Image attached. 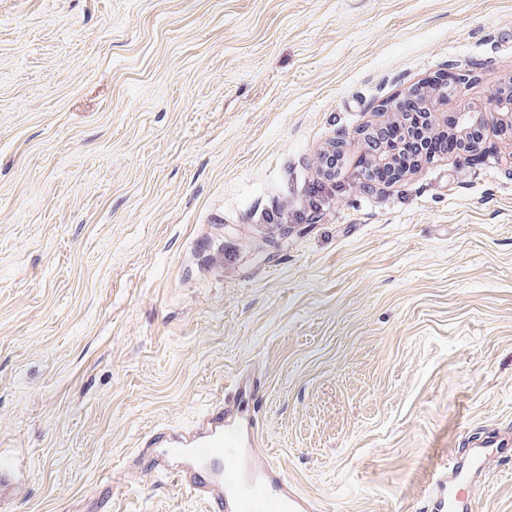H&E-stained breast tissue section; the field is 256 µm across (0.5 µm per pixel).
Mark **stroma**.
<instances>
[{"label":"stroma","instance_id":"1","mask_svg":"<svg viewBox=\"0 0 512 512\" xmlns=\"http://www.w3.org/2000/svg\"><path fill=\"white\" fill-rule=\"evenodd\" d=\"M448 71L459 111L512 77V0H0V512H206L124 462L245 369L258 462L319 512H432L512 434V136L355 178ZM473 482L512 512V452ZM512 447V440L499 436H490L481 445V449L469 454L468 458L451 469V476L439 483L432 496L434 512H468L471 511L472 499L465 498L462 491L469 488L472 482L469 474L481 467L487 456L502 454Z\"/></svg>","mask_w":512,"mask_h":512}]
</instances>
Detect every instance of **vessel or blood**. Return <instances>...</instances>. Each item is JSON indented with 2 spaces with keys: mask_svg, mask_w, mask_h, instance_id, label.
<instances>
[{
  "mask_svg": "<svg viewBox=\"0 0 512 512\" xmlns=\"http://www.w3.org/2000/svg\"><path fill=\"white\" fill-rule=\"evenodd\" d=\"M259 397L258 383L245 385L233 401L215 405L193 427L176 435L171 452L184 459L178 482L206 500L207 512H314L315 503L296 493L275 465L257 471L248 462V436L256 426L250 403ZM511 449V439L488 437L436 486L433 512H470L471 501L463 495L471 485L470 472L487 456Z\"/></svg>",
  "mask_w": 512,
  "mask_h": 512,
  "instance_id": "1",
  "label": "vessel or blood"
}]
</instances>
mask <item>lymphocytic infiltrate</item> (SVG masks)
<instances>
[{
  "label": "lymphocytic infiltrate",
  "mask_w": 512,
  "mask_h": 512,
  "mask_svg": "<svg viewBox=\"0 0 512 512\" xmlns=\"http://www.w3.org/2000/svg\"><path fill=\"white\" fill-rule=\"evenodd\" d=\"M451 77L442 74L403 96L399 119L379 124L371 131L364 154L357 165L360 176L378 184H389L418 166L421 161L444 155L463 156L480 148L489 134L508 133L511 128L490 119H480L468 128L456 123L436 129L420 119L425 103L435 89L450 85Z\"/></svg>",
  "instance_id": "lymphocytic-infiltrate-1"
}]
</instances>
